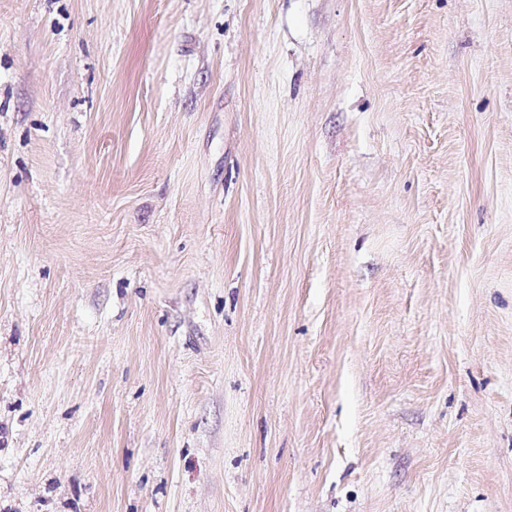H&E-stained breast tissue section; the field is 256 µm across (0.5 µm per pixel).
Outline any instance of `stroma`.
I'll list each match as a JSON object with an SVG mask.
<instances>
[{
    "mask_svg": "<svg viewBox=\"0 0 512 512\" xmlns=\"http://www.w3.org/2000/svg\"><path fill=\"white\" fill-rule=\"evenodd\" d=\"M0 512H512V0H0Z\"/></svg>",
    "mask_w": 512,
    "mask_h": 512,
    "instance_id": "35a3bbf8",
    "label": "stroma"
}]
</instances>
